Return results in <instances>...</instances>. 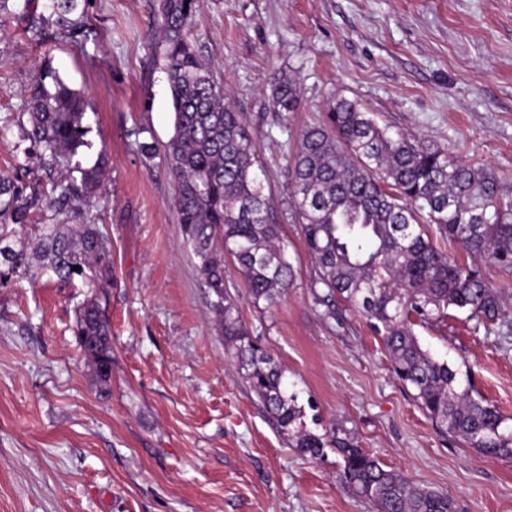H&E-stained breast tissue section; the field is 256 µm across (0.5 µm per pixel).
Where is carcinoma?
I'll use <instances>...</instances> for the list:
<instances>
[{
  "mask_svg": "<svg viewBox=\"0 0 512 512\" xmlns=\"http://www.w3.org/2000/svg\"><path fill=\"white\" fill-rule=\"evenodd\" d=\"M200 0H160L161 56L171 92L174 132L164 146L173 182L172 205L185 246L225 341V355L249 382L288 443L313 459L340 458L336 483L377 512H458L448 492L421 488L385 469L349 431L333 424L307 429L295 384L276 358L261 349L224 290L230 256L247 297L271 305L292 285L294 269L276 224L265 171L246 124L226 102L224 86L194 48L189 31ZM51 30L75 43L91 30L82 0H0V29L12 21ZM273 107L280 118L298 110L296 83L276 75ZM90 103L46 64L28 89L18 120L25 154L51 181L52 223L33 224L44 192L22 176L0 175V286L38 279L40 270L62 281L90 276L112 280V248L91 213L104 183L105 153L89 167L74 160L85 145ZM290 215L298 221L318 269L315 303L334 314V298L349 302L381 338L399 381L443 434L488 458L512 457V427L497 407L473 396L459 367L424 348L414 327L468 312L476 325L499 319L500 296L480 271L432 245L425 227L476 256L512 270V179L448 157L392 134L360 104L335 99L321 122L306 128L291 161ZM82 221L72 223L74 206ZM74 334L99 387L112 380L111 329L94 300L75 313Z\"/></svg>",
  "mask_w": 512,
  "mask_h": 512,
  "instance_id": "carcinoma-1",
  "label": "carcinoma"
}]
</instances>
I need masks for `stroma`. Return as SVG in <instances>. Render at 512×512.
Wrapping results in <instances>:
<instances>
[{"instance_id":"35a3bbf8","label":"stroma","mask_w":512,"mask_h":512,"mask_svg":"<svg viewBox=\"0 0 512 512\" xmlns=\"http://www.w3.org/2000/svg\"><path fill=\"white\" fill-rule=\"evenodd\" d=\"M158 4L87 0L83 44L12 23L0 32V173L26 162L15 117L35 70L51 64L94 103L79 158H109L93 209L112 247L110 284L47 273L0 287V512H375L337 486L335 453L315 460L289 447L226 364L168 171L137 149L173 133ZM190 38L261 153L295 270L280 300L257 306L226 263L247 329L321 426L343 424L384 468L448 491L461 512H512V458L441 434L365 320L340 299L332 317L315 304L316 267L289 214L299 134L337 98L390 132L512 178V0H202ZM276 73L300 89L285 124L272 107ZM428 236L458 261L479 262L503 316L484 328L452 310L414 332L512 426V273L436 230ZM90 298L112 327L105 393L73 332Z\"/></svg>"}]
</instances>
